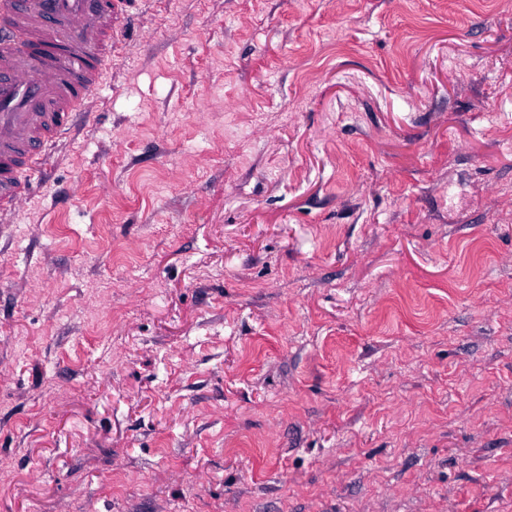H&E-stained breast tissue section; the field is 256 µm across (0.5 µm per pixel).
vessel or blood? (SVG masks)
<instances>
[{"label":"vessel or blood","mask_w":512,"mask_h":512,"mask_svg":"<svg viewBox=\"0 0 512 512\" xmlns=\"http://www.w3.org/2000/svg\"><path fill=\"white\" fill-rule=\"evenodd\" d=\"M126 18L124 0H0V219L87 117Z\"/></svg>","instance_id":"1"}]
</instances>
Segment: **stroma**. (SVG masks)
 <instances>
[{"mask_svg":"<svg viewBox=\"0 0 512 512\" xmlns=\"http://www.w3.org/2000/svg\"><path fill=\"white\" fill-rule=\"evenodd\" d=\"M0 223V512H512V0H137Z\"/></svg>","mask_w":512,"mask_h":512,"instance_id":"35a3bbf8","label":"stroma"}]
</instances>
